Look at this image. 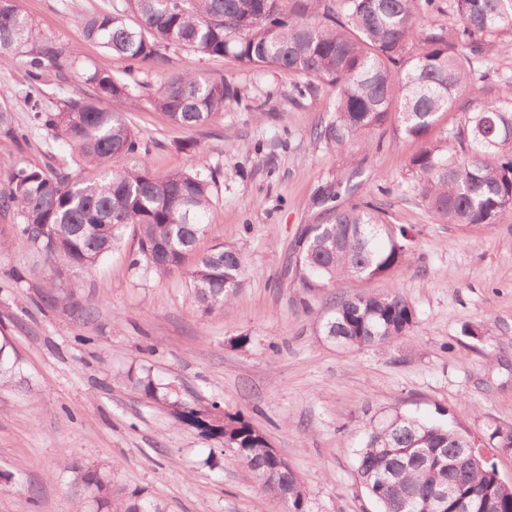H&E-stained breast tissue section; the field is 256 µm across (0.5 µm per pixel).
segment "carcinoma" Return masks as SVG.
Returning a JSON list of instances; mask_svg holds the SVG:
<instances>
[{"label": "carcinoma", "instance_id": "cac0c4a2", "mask_svg": "<svg viewBox=\"0 0 512 512\" xmlns=\"http://www.w3.org/2000/svg\"><path fill=\"white\" fill-rule=\"evenodd\" d=\"M285 0H123L93 16L78 17L87 38L106 55L134 64L155 60L176 47L207 57L233 56L252 68L288 71L303 95L317 84L336 89L330 120L317 138L336 147H372L369 135L386 123L407 138L424 139L455 100L475 94L490 76L480 70L503 50L512 52V0H448L457 23L446 31L422 28L438 0H342L336 13L308 0L291 8ZM0 49L24 59L27 96L38 125L70 149L68 172L13 164L0 189V212L19 219L21 238L56 265L90 270L120 246L128 228L139 236L131 264L167 276L182 269L204 233L213 207L216 172H154L149 151L122 112L101 100L128 98L127 84L106 64L85 72L95 95L69 97L54 110L41 107L46 71L78 63L76 50L53 43L24 14L17 0H0ZM239 89L221 78L200 81L185 73L161 82L152 104L173 125H204L238 99ZM454 152H448V143ZM418 194L443 223L491 227L512 218V94L484 104L465 123L443 129L410 160ZM414 240L393 224L372 199L331 210L325 224H312L296 242L292 271L306 288H331L391 276ZM246 265L234 246L222 244L200 256L187 273L204 315H220L243 287ZM415 312L400 292H355L340 297L323 326L324 335L348 347L390 343L408 335ZM0 344V383L17 382L18 360ZM148 400L170 407L174 418L228 448L257 477L264 494L303 512L306 490L288 462L242 413H221L219 404L183 398L144 370L128 375ZM489 443L512 454V426L496 427ZM482 442L450 420L425 421L395 410L364 427L356 450V473L379 512H454V501L434 491L452 486L469 512H512V484L491 458L456 466L462 448ZM68 491L77 512H167L143 487H129L112 473L65 460Z\"/></svg>", "mask_w": 512, "mask_h": 512}]
</instances>
